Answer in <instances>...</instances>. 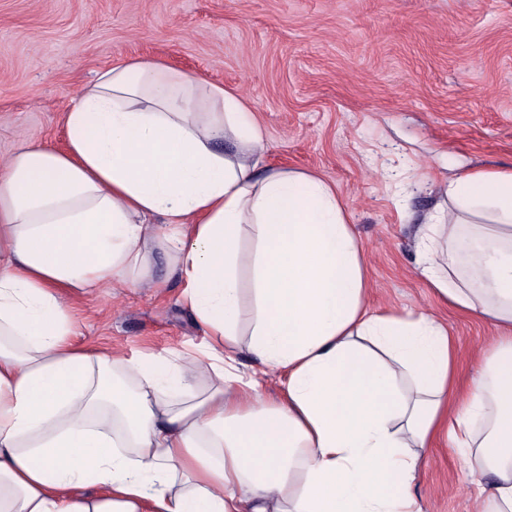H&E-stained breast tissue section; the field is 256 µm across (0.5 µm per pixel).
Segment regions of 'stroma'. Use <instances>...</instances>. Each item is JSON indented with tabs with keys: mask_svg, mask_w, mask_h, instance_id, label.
<instances>
[{
	"mask_svg": "<svg viewBox=\"0 0 512 512\" xmlns=\"http://www.w3.org/2000/svg\"><path fill=\"white\" fill-rule=\"evenodd\" d=\"M139 57L238 91L267 164L336 188L372 308L443 318L468 392L493 330L434 297L417 243L450 179L512 169V0H0V161L24 139L64 149L75 94ZM74 316L90 348L168 355L202 341L163 273L79 297ZM472 491L456 449H428L422 512H474Z\"/></svg>",
	"mask_w": 512,
	"mask_h": 512,
	"instance_id": "35a3bbf8",
	"label": "stroma"
}]
</instances>
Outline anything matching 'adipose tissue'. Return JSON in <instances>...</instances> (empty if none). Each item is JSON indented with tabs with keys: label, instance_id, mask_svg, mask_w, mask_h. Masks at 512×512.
<instances>
[{
	"label": "adipose tissue",
	"instance_id": "ef3b65f1",
	"mask_svg": "<svg viewBox=\"0 0 512 512\" xmlns=\"http://www.w3.org/2000/svg\"><path fill=\"white\" fill-rule=\"evenodd\" d=\"M63 124L65 149L26 143L0 166V512H421L441 440L491 473L479 512H512V169L459 175L420 230L433 295L497 331L461 399L447 324L371 310L335 188L267 165L235 90L134 58ZM158 255L195 352L78 346L70 294L152 282Z\"/></svg>",
	"mask_w": 512,
	"mask_h": 512
}]
</instances>
